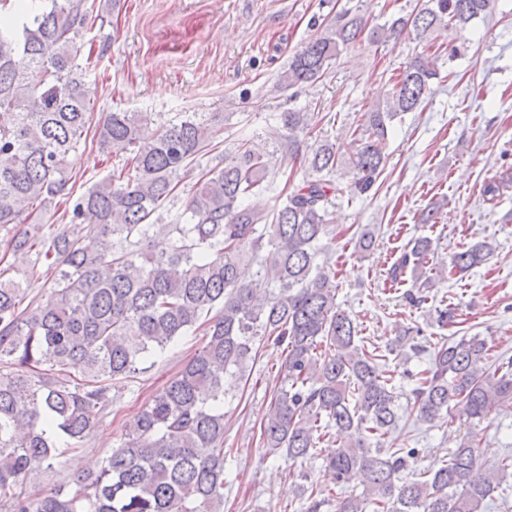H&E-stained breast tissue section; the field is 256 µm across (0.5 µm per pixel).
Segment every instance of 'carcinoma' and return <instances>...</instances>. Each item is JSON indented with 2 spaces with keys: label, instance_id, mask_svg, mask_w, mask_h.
Returning <instances> with one entry per match:
<instances>
[{
  "label": "carcinoma",
  "instance_id": "1",
  "mask_svg": "<svg viewBox=\"0 0 512 512\" xmlns=\"http://www.w3.org/2000/svg\"><path fill=\"white\" fill-rule=\"evenodd\" d=\"M496 2L420 0L372 27L357 7L324 18L321 33L289 59L284 88L320 81L363 34L376 44L412 32L424 48L385 104L364 113L349 157L319 144L309 176L281 191L280 206L262 210L247 198L268 189L275 172L268 154L245 140L195 184L185 223L158 225L153 217L174 198L179 171L214 148L210 119L194 112L155 130L145 112L108 113L96 143L127 154L136 175L114 171L71 199L67 186L93 112L78 39L99 17L96 0H47L37 14L23 0H0L8 12L0 20V231L10 233L7 250L54 271L49 296L28 302L21 283L0 269V512H219L225 381L243 379L270 337L287 355L260 424L263 445L294 464L335 437L324 458L330 485L311 490L305 512H484L494 494L512 495L504 482L512 456L485 466L476 432L426 479L419 449L386 441L396 429L397 395L378 355L358 345L357 325L336 307V264L323 243L334 232L332 199L373 188L394 120L432 94L442 60L430 52L437 31L466 27ZM310 120L305 110L280 114L272 137L288 158H296L297 133ZM347 174L344 185L339 177ZM54 203L65 205L71 230L11 233L12 224L40 223ZM85 231L96 247H83ZM430 249V239H414L390 268L391 284L409 267L420 287H433L423 277ZM491 252L485 241L463 247L438 277L476 268ZM245 266L257 267L249 280ZM199 329L202 344L96 469L43 490L56 459L85 449L96 417L112 407V386L148 372ZM390 346L423 352L408 328ZM487 352L478 335L434 347L413 390L420 418L479 423L512 402V361L489 375L479 367ZM356 472L365 475L363 492L333 498Z\"/></svg>",
  "mask_w": 512,
  "mask_h": 512
}]
</instances>
